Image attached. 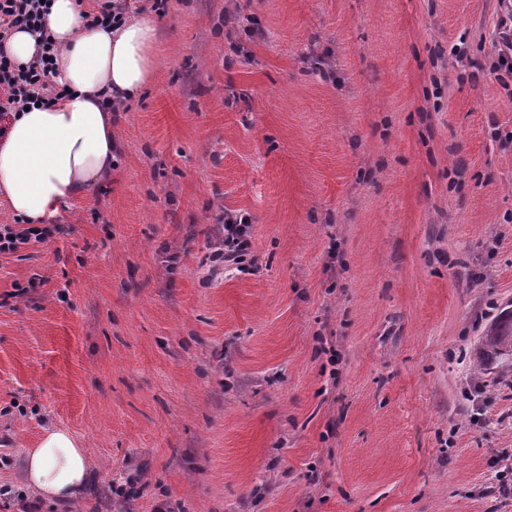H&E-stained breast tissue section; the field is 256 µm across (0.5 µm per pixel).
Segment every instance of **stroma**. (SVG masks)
Here are the masks:
<instances>
[{"label":"stroma","instance_id":"35a3bbf8","mask_svg":"<svg viewBox=\"0 0 512 512\" xmlns=\"http://www.w3.org/2000/svg\"><path fill=\"white\" fill-rule=\"evenodd\" d=\"M503 10L169 0L111 174L0 255V512H58L49 426L96 474L67 512H512ZM494 42L499 47L497 57L494 61L492 73L497 80L508 85L507 79L512 81V14H504L495 29ZM250 219L245 215H229L224 217V259L233 257L242 260L248 249V231ZM479 354L494 355L512 365V313L493 321L482 336ZM28 487L55 505L72 501L90 478L88 457L77 437L67 429L49 427L37 448L25 451Z\"/></svg>","mask_w":512,"mask_h":512}]
</instances>
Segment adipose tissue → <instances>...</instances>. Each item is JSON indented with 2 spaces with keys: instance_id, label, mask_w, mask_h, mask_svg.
I'll return each mask as SVG.
<instances>
[{
  "instance_id": "ef3b65f1",
  "label": "adipose tissue",
  "mask_w": 512,
  "mask_h": 512,
  "mask_svg": "<svg viewBox=\"0 0 512 512\" xmlns=\"http://www.w3.org/2000/svg\"><path fill=\"white\" fill-rule=\"evenodd\" d=\"M45 23L59 47L56 73L68 95L13 113L0 135V194L32 224L45 223L56 206L88 194L111 171L116 140L108 101L134 98L151 81L158 37L150 11L93 27L77 0H50ZM24 475L42 499L63 505L87 484L89 460L73 433L53 426L26 450Z\"/></svg>"
}]
</instances>
